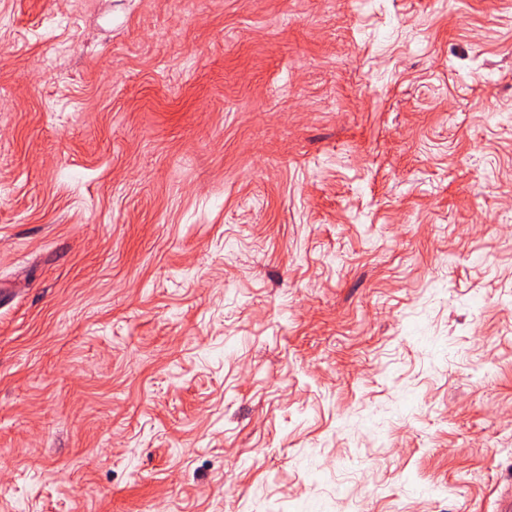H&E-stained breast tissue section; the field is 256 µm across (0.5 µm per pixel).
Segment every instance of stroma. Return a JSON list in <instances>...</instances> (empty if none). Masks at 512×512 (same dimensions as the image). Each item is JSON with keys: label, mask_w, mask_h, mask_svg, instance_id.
Returning a JSON list of instances; mask_svg holds the SVG:
<instances>
[{"label": "stroma", "mask_w": 512, "mask_h": 512, "mask_svg": "<svg viewBox=\"0 0 512 512\" xmlns=\"http://www.w3.org/2000/svg\"><path fill=\"white\" fill-rule=\"evenodd\" d=\"M0 96V512H494L512 0H0Z\"/></svg>", "instance_id": "1"}]
</instances>
